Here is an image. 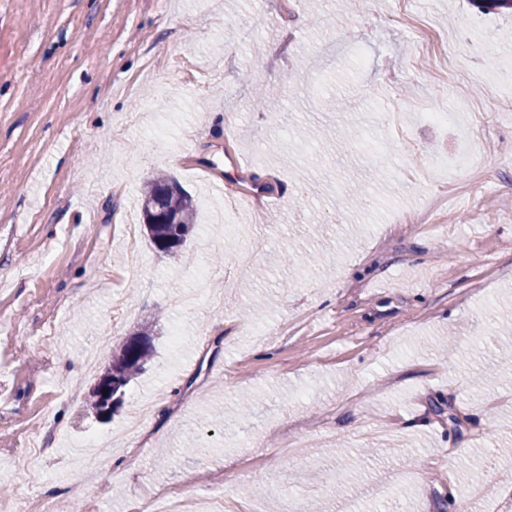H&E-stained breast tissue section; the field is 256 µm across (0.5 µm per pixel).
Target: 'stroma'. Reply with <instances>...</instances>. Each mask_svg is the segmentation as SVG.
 <instances>
[{
    "instance_id": "stroma-1",
    "label": "stroma",
    "mask_w": 512,
    "mask_h": 512,
    "mask_svg": "<svg viewBox=\"0 0 512 512\" xmlns=\"http://www.w3.org/2000/svg\"><path fill=\"white\" fill-rule=\"evenodd\" d=\"M413 8L405 24L397 0H0V490L55 512L159 492L338 512L328 475L344 467L358 512L381 486L413 512H457L475 485L505 501L512 475L484 463L512 448V86L496 70L512 13ZM457 88L472 111L455 123L384 122ZM468 132L484 190L450 191L434 229L394 222L433 201L406 170ZM152 172L197 204L170 255L140 229ZM246 189L264 223L228 219L252 224L260 278L208 220ZM362 193L371 207H348ZM144 326L154 353L101 422L85 399ZM134 419L140 438L84 469L89 435Z\"/></svg>"
}]
</instances>
